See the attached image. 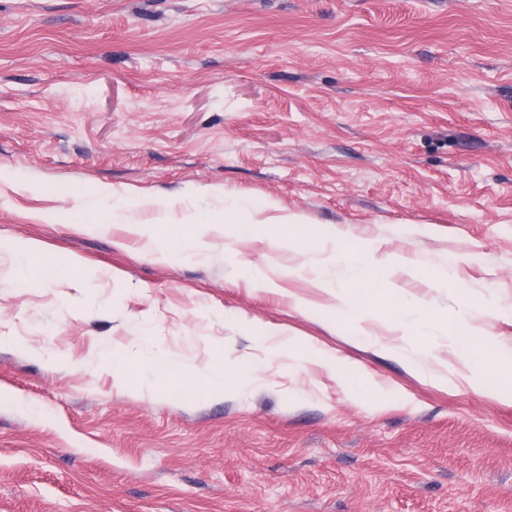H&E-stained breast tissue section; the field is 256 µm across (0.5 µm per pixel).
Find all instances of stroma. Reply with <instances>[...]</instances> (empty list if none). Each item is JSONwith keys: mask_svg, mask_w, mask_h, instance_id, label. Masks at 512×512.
<instances>
[{"mask_svg": "<svg viewBox=\"0 0 512 512\" xmlns=\"http://www.w3.org/2000/svg\"><path fill=\"white\" fill-rule=\"evenodd\" d=\"M228 195L314 241L209 223ZM337 231L405 263L368 291ZM511 353L512 0H0V512H512ZM219 360L223 399L186 387Z\"/></svg>", "mask_w": 512, "mask_h": 512, "instance_id": "35a3bbf8", "label": "stroma"}]
</instances>
